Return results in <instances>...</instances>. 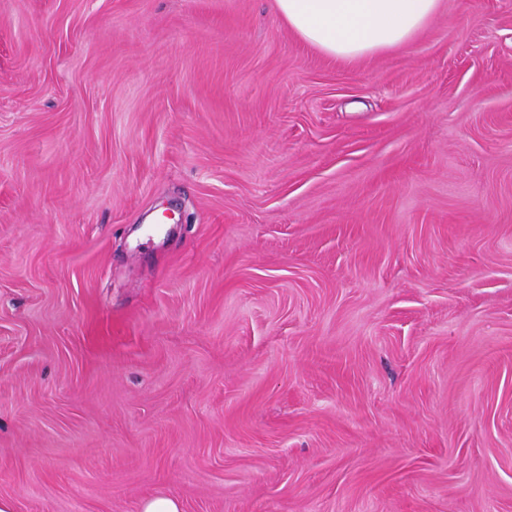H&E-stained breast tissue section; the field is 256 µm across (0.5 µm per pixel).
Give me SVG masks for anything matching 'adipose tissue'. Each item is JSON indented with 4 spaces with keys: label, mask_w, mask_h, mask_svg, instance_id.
Returning <instances> with one entry per match:
<instances>
[{
    "label": "adipose tissue",
    "mask_w": 512,
    "mask_h": 512,
    "mask_svg": "<svg viewBox=\"0 0 512 512\" xmlns=\"http://www.w3.org/2000/svg\"><path fill=\"white\" fill-rule=\"evenodd\" d=\"M303 42L322 55L355 61L399 48L437 15L442 0H273Z\"/></svg>",
    "instance_id": "adipose-tissue-1"
}]
</instances>
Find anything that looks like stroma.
<instances>
[{
    "label": "stroma",
    "mask_w": 512,
    "mask_h": 512,
    "mask_svg": "<svg viewBox=\"0 0 512 512\" xmlns=\"http://www.w3.org/2000/svg\"><path fill=\"white\" fill-rule=\"evenodd\" d=\"M158 495L512 512V0H0V498ZM443 0H273L299 39L322 55L355 61L399 48L437 15Z\"/></svg>",
    "instance_id": "obj_1"
}]
</instances>
